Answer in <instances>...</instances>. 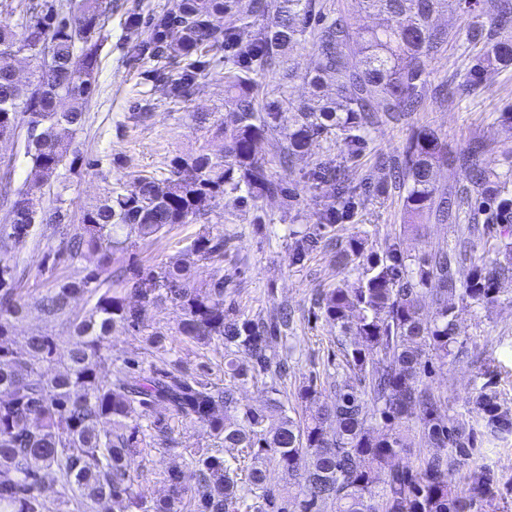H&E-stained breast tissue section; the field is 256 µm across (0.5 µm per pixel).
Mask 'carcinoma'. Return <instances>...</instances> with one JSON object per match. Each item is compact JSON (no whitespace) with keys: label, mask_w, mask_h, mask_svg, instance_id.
<instances>
[{"label":"carcinoma","mask_w":512,"mask_h":512,"mask_svg":"<svg viewBox=\"0 0 512 512\" xmlns=\"http://www.w3.org/2000/svg\"><path fill=\"white\" fill-rule=\"evenodd\" d=\"M375 12L371 28H353L342 16L315 34L316 67L298 76L287 56L307 39L311 20L321 13L317 0H180L178 15L155 18L152 44L186 61L171 80L170 95L186 98L199 90L193 57L217 44H231L224 59V117L216 132L224 153L176 156L165 178L140 174L133 188L112 189L83 209L81 224L57 205L34 216L25 209L27 190L3 187L6 202L0 238L23 247L36 224L61 236L55 257L75 262L97 257V266L70 276L33 296L20 288L18 265L0 258V512H46L44 483L52 475L69 512H109L124 502L130 512H288V497L268 487L266 463L298 477L300 512L330 504L334 512H484L481 494L493 483L483 466L469 467L484 444L512 435V409L488 381L477 383L463 414H450L424 382L428 358L448 362L462 345L453 297L483 308L497 300L499 282L512 279V198L500 196L502 174L483 166L484 147L462 156L467 185L438 191L435 168L447 155L436 130L420 127L407 142L397 169L354 172L340 181L325 162L311 173L313 188L327 199L319 220L334 224L356 204L357 190L377 181L406 186L404 210L413 220H449L466 202L493 211L500 223L463 224L454 246L437 245L415 263L407 262L397 241L382 250L363 238L348 241L345 264L359 270L354 288L337 287L318 302L320 316L336 326L338 342L354 380L336 382V398L320 402L310 382L300 388L305 415H288L281 386L291 366L276 346L288 335L293 316L280 305L269 314L248 315L226 301L224 277L197 279L179 258L144 267L135 260L139 242L158 240L176 224L206 222L226 201L235 206L281 197L283 183L269 173L257 144L288 129L276 158L284 170L322 140L343 135L351 156L365 148V132L382 110L394 118L425 107L428 62L450 42L464 39L473 53L466 75L476 88L489 69L512 66V0H489V18L456 32L438 29L433 17L446 0H354ZM112 13V0H30L21 20L0 19V135L27 128L25 155L44 186L61 182L63 170L81 156L73 133L85 121L83 104L96 88L100 51L97 34ZM227 17V26L211 23ZM361 45L357 65L347 61L350 43ZM26 48L38 60L25 82L14 79L11 55ZM275 72L277 97L253 77L254 67ZM336 76L334 97L322 94L323 75ZM301 78L313 89L299 104L288 98V83ZM495 232L491 259L475 254V242ZM312 233L300 235L289 253L297 265L316 247ZM230 238L209 229L194 237L188 251L204 263L222 264ZM106 278H101L102 274ZM432 296L431 317L422 301ZM87 296L89 307L73 310ZM163 302L179 307L177 333L186 340L224 345L225 373L218 385L165 356L166 333L152 323ZM70 330L68 364L54 368L55 336L38 332L22 347L11 336L29 308ZM144 335L155 349L145 365L129 358L114 375L98 363L112 337ZM263 376L270 397L262 408L240 404L236 384ZM208 425L213 450L191 455L164 472L169 495L149 500L138 491L136 460L150 448L175 447L168 419ZM420 438L432 452L416 469L400 465L405 449ZM238 456L224 457L222 449ZM194 471V493L183 469ZM468 490L459 489V484Z\"/></svg>","instance_id":"1"}]
</instances>
